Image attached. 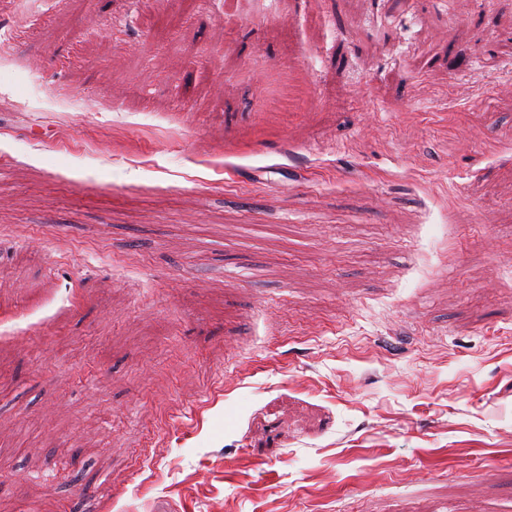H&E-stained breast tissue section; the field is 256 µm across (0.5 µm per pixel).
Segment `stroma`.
Wrapping results in <instances>:
<instances>
[{"mask_svg":"<svg viewBox=\"0 0 512 512\" xmlns=\"http://www.w3.org/2000/svg\"><path fill=\"white\" fill-rule=\"evenodd\" d=\"M40 2L0 512H512V0Z\"/></svg>","mask_w":512,"mask_h":512,"instance_id":"1","label":"stroma"}]
</instances>
